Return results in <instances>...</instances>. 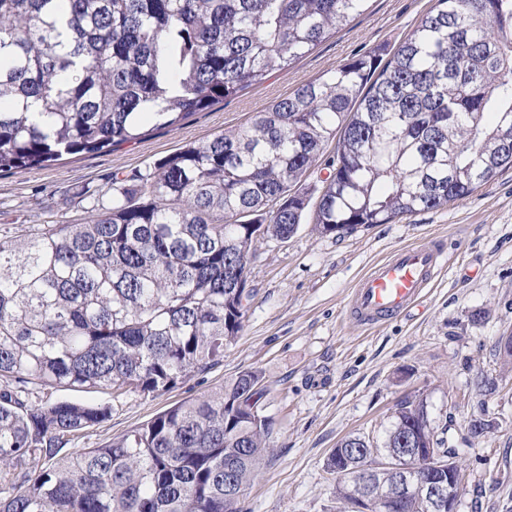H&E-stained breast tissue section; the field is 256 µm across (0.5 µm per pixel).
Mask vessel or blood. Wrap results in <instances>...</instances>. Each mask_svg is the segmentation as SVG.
<instances>
[{"label": "vessel or blood", "mask_w": 512, "mask_h": 512, "mask_svg": "<svg viewBox=\"0 0 512 512\" xmlns=\"http://www.w3.org/2000/svg\"><path fill=\"white\" fill-rule=\"evenodd\" d=\"M443 256L436 241L395 250L358 282L348 304L351 318L372 326L406 313L431 287Z\"/></svg>", "instance_id": "1"}]
</instances>
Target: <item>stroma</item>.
<instances>
[{
	"instance_id": "stroma-1",
	"label": "stroma",
	"mask_w": 512,
	"mask_h": 512,
	"mask_svg": "<svg viewBox=\"0 0 512 512\" xmlns=\"http://www.w3.org/2000/svg\"><path fill=\"white\" fill-rule=\"evenodd\" d=\"M435 0H369L365 11L288 69L196 113L178 127L112 150L65 155L46 167L0 175V237H26L37 224L87 222L108 202L113 178H129L190 143L246 126L256 112L354 55L393 51ZM306 210L285 240L259 241L248 265L244 330L224 359L169 392L49 390L50 400L112 403V416L76 440L94 447L121 436L176 403L211 391L239 372L261 370L275 422L272 449L241 500L242 512H341L327 468L347 436L382 439L397 404L426 398L434 427L457 448L465 481L459 512H512V363L497 352L512 334V169L461 202L362 226L337 237L315 230ZM442 242L437 282L408 315L370 328L350 319L360 277L396 248ZM495 391L475 388L481 376ZM496 428L470 437L471 416Z\"/></svg>"
}]
</instances>
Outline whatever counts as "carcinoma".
I'll use <instances>...</instances> for the list:
<instances>
[{
  "label": "carcinoma",
  "mask_w": 512,
  "mask_h": 512,
  "mask_svg": "<svg viewBox=\"0 0 512 512\" xmlns=\"http://www.w3.org/2000/svg\"><path fill=\"white\" fill-rule=\"evenodd\" d=\"M367 2L0 0V173L174 127L289 67ZM437 3L387 62L354 57L181 149L113 187L90 222L0 238V512H240L274 434L258 371L61 457L112 406L35 394H159L224 359L255 243L298 230L308 200L290 187L333 141L314 211L325 235L463 201L512 168V0ZM391 448L422 449L412 481H448L431 448L462 471L427 401L406 399L382 445L353 435L329 456L336 498L431 512L392 474L370 490L355 477Z\"/></svg>",
  "instance_id": "carcinoma-1"
}]
</instances>
